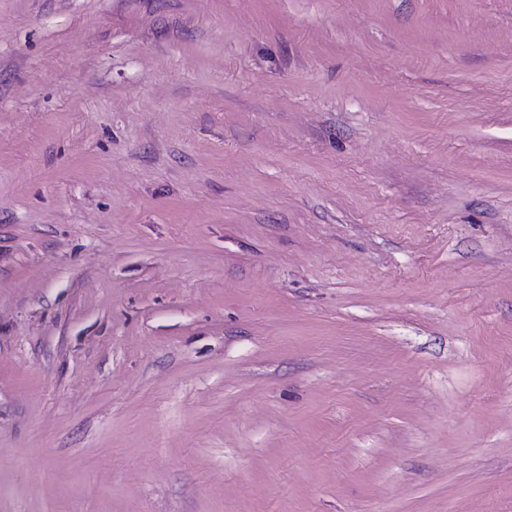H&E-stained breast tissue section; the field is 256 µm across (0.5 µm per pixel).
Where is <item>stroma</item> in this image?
<instances>
[{
  "instance_id": "35a3bbf8",
  "label": "stroma",
  "mask_w": 512,
  "mask_h": 512,
  "mask_svg": "<svg viewBox=\"0 0 512 512\" xmlns=\"http://www.w3.org/2000/svg\"><path fill=\"white\" fill-rule=\"evenodd\" d=\"M0 512H512V0H0Z\"/></svg>"
}]
</instances>
